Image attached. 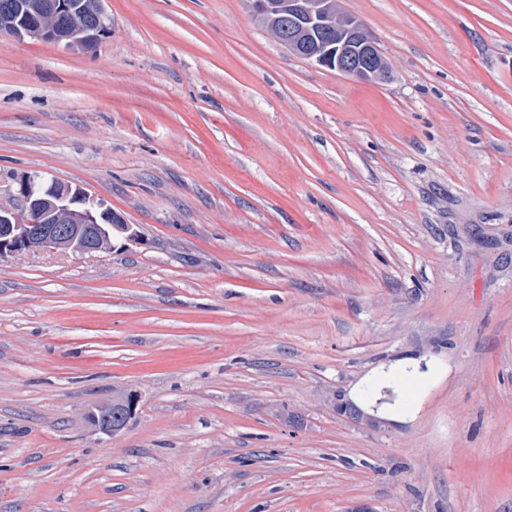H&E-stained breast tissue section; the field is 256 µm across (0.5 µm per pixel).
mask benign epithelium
Returning a JSON list of instances; mask_svg holds the SVG:
<instances>
[{"label": "benign epithelium", "instance_id": "obj_1", "mask_svg": "<svg viewBox=\"0 0 512 512\" xmlns=\"http://www.w3.org/2000/svg\"><path fill=\"white\" fill-rule=\"evenodd\" d=\"M103 0H96L97 23L84 30L80 44L88 49L111 24ZM314 10L306 29L312 38L298 40L294 27L288 28V48L316 65L339 73L360 77L380 71L385 64L375 42L354 17L335 12L336 0H313ZM23 18L12 30L18 39L25 36L45 42L70 41L75 32L60 21L71 14L70 0H43L34 21L31 12L19 8ZM336 25L340 38L332 42L324 36ZM17 209L0 208V261L16 254L56 250L73 254L108 252L114 248L112 208L85 189L70 185L45 184L39 177L23 175L16 181Z\"/></svg>", "mask_w": 512, "mask_h": 512}]
</instances>
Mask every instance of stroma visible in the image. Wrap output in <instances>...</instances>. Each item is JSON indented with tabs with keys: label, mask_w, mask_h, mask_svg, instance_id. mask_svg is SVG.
<instances>
[{
	"label": "stroma",
	"mask_w": 512,
	"mask_h": 512,
	"mask_svg": "<svg viewBox=\"0 0 512 512\" xmlns=\"http://www.w3.org/2000/svg\"><path fill=\"white\" fill-rule=\"evenodd\" d=\"M338 3L387 78L249 0L0 39V208L38 174L143 238L0 262V512H512V0ZM369 379L381 428L322 400ZM266 1L270 2L264 6L253 3L257 20L271 30L279 41L288 39V48L307 61L351 77L377 73L386 64L377 45L356 18L341 14L337 8L336 17L334 16L336 0H304L313 1L315 6L306 25L313 38L301 41L298 40L294 27H288V15H298L306 10L303 1L261 2ZM334 19L336 30H327ZM325 31L327 37H336L338 32L340 38L334 43L322 34ZM315 34L321 38L314 37Z\"/></svg>",
	"instance_id": "1"
}]
</instances>
